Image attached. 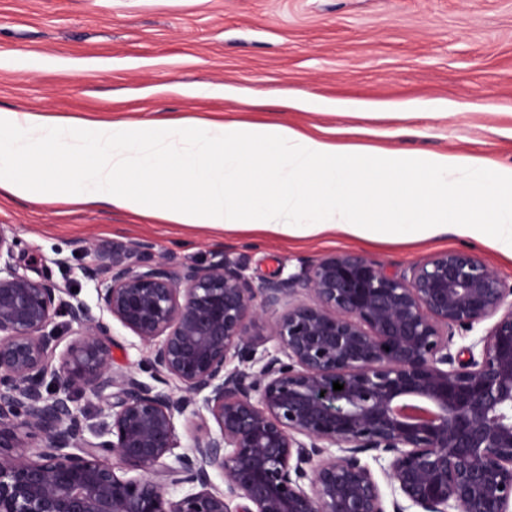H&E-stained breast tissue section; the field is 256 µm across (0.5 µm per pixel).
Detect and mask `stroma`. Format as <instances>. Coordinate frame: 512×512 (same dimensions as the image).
<instances>
[{"label":"stroma","mask_w":512,"mask_h":512,"mask_svg":"<svg viewBox=\"0 0 512 512\" xmlns=\"http://www.w3.org/2000/svg\"><path fill=\"white\" fill-rule=\"evenodd\" d=\"M98 62L86 70L84 62ZM235 85L264 110L211 95ZM371 104L362 118L291 112L328 135L365 127V144L474 155L512 168V0H0V109L50 110L89 120L174 123L187 117L265 122L281 92ZM437 100L457 111L433 114ZM21 264L100 313L82 247L148 243L174 264L225 253L252 280L293 273L302 261L356 252L400 270L436 252L477 253L512 281L492 244L448 233L421 243L365 245L343 235L286 241L172 224L104 203L81 207L0 192V225ZM115 368L142 372L146 348L112 326Z\"/></svg>","instance_id":"obj_1"}]
</instances>
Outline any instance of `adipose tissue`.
Returning <instances> with one entry per match:
<instances>
[{
    "label": "adipose tissue",
    "instance_id": "obj_1",
    "mask_svg": "<svg viewBox=\"0 0 512 512\" xmlns=\"http://www.w3.org/2000/svg\"><path fill=\"white\" fill-rule=\"evenodd\" d=\"M0 191L288 239L452 231L512 259L511 167L339 145L285 119L148 127L0 110Z\"/></svg>",
    "mask_w": 512,
    "mask_h": 512
}]
</instances>
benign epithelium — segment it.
I'll list each match as a JSON object with an SVG mask.
<instances>
[{
    "instance_id": "obj_1",
    "label": "benign epithelium",
    "mask_w": 512,
    "mask_h": 512,
    "mask_svg": "<svg viewBox=\"0 0 512 512\" xmlns=\"http://www.w3.org/2000/svg\"><path fill=\"white\" fill-rule=\"evenodd\" d=\"M18 246L0 225V512H512V283L479 256L398 274L339 252L255 283L223 253L175 266L88 243L83 276L147 348L149 383ZM60 319L75 339L55 366ZM86 392L106 402L92 440Z\"/></svg>"
}]
</instances>
